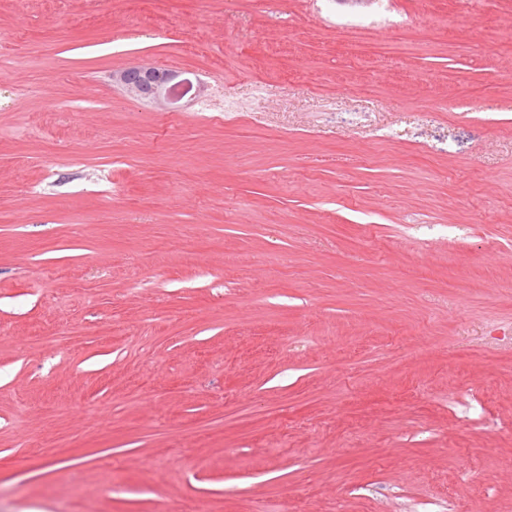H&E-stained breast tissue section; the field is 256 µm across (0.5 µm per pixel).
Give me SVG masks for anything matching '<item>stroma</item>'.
<instances>
[{
	"label": "stroma",
	"mask_w": 512,
	"mask_h": 512,
	"mask_svg": "<svg viewBox=\"0 0 512 512\" xmlns=\"http://www.w3.org/2000/svg\"><path fill=\"white\" fill-rule=\"evenodd\" d=\"M340 499L512 512V0H0V512ZM112 80L137 98L169 108L177 101L171 95L172 89L185 81L177 71L146 65L131 66L113 73Z\"/></svg>",
	"instance_id": "35a3bbf8"
}]
</instances>
